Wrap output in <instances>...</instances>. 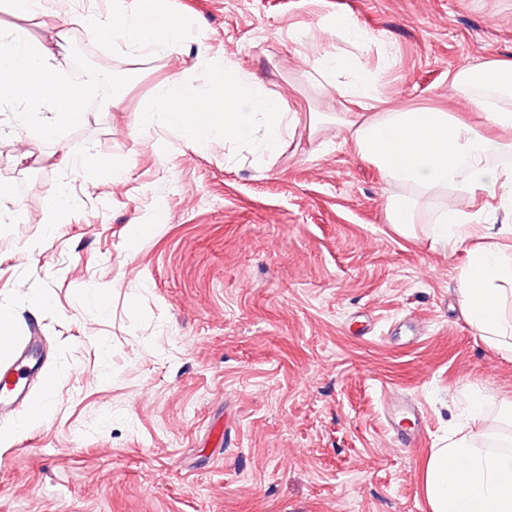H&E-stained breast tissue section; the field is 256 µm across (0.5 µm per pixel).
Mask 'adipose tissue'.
<instances>
[{
    "instance_id": "adipose-tissue-1",
    "label": "adipose tissue",
    "mask_w": 512,
    "mask_h": 512,
    "mask_svg": "<svg viewBox=\"0 0 512 512\" xmlns=\"http://www.w3.org/2000/svg\"><path fill=\"white\" fill-rule=\"evenodd\" d=\"M11 5L17 15L41 21L57 36L79 27L138 54L168 55L191 38L190 28L168 15L164 0H134L132 9L119 8L104 18L75 8L73 0H11ZM197 52L206 63L210 91H197L175 75L156 86L145 110L164 106L168 129L194 145L247 138L250 121L258 116L263 134L257 151L277 153L294 130L291 104L261 93L257 78L234 61L208 56L202 44ZM56 57L54 43L32 39L21 27L1 29L0 97L18 104L26 116L51 107L66 123L82 124L86 87L70 81ZM317 77L365 110V117H340L336 125L359 156L399 186L385 212L400 235L413 236L416 212L429 195L454 193L512 203V166L507 163L512 156L511 106H493L488 98L474 97L473 108L484 116L480 123L435 109L375 112L374 79L356 60L324 54ZM476 81L511 93L512 58L463 67L451 76L449 87L457 92ZM504 235L512 236L511 224L484 223L482 211H466L446 201L426 230L432 249L466 253L460 275L462 309L491 346L512 352V315L504 304L512 285V253L498 242ZM485 405V396L475 394L469 424L430 455L422 489L431 512H512V451L474 444L473 427L483 422Z\"/></svg>"
}]
</instances>
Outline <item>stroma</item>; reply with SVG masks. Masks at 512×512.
I'll list each match as a JSON object with an SVG mask.
<instances>
[{"label":"stroma","instance_id":"stroma-1","mask_svg":"<svg viewBox=\"0 0 512 512\" xmlns=\"http://www.w3.org/2000/svg\"><path fill=\"white\" fill-rule=\"evenodd\" d=\"M166 8L210 54L289 100L294 134L268 160L254 148L260 125L197 146L163 112H143L168 76L206 90L192 42L131 56L71 35L63 67L106 70L112 83L94 86L85 122L59 123L54 138L38 134L45 115L30 117L22 154L11 134L19 108L0 103V161L14 186L0 203V318L42 344L27 401L0 418L20 428L0 445V512H431L424 465L465 420L471 393L492 398L477 446L512 440V355L461 309L465 254L434 251L424 235L439 198L425 199L416 238L387 223L397 188L337 137L336 115L351 105L315 67L327 52L355 57L390 107L470 115L448 74L512 57V0ZM338 17L365 41L325 35ZM61 146L76 166L60 165ZM59 188L78 205L49 231L42 211ZM385 385L418 405L421 420L400 422L421 423L417 445L393 447Z\"/></svg>","mask_w":512,"mask_h":512}]
</instances>
